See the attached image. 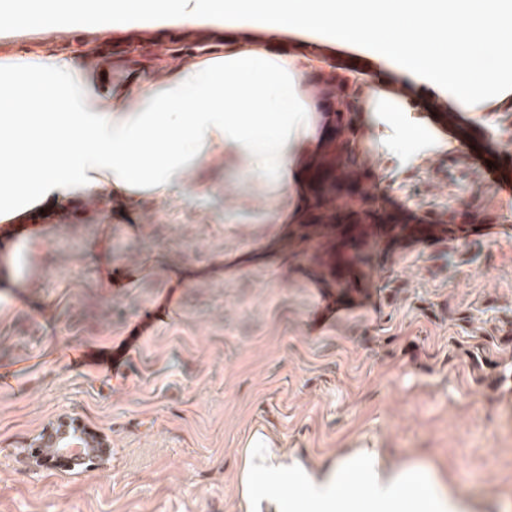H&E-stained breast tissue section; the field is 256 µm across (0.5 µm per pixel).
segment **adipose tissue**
Segmentation results:
<instances>
[{
	"label": "adipose tissue",
	"instance_id": "ef3b65f1",
	"mask_svg": "<svg viewBox=\"0 0 512 512\" xmlns=\"http://www.w3.org/2000/svg\"><path fill=\"white\" fill-rule=\"evenodd\" d=\"M142 12L174 26L250 19L275 33L321 29L339 46L369 42L376 66L404 61L420 78L434 75V45L451 34V93L466 112L482 111L501 87L498 68H479L477 48L512 43V0H78L63 18L84 33L72 52H29L0 65V112L13 115L0 139L17 158L0 173V222L28 223L24 198L47 208L78 192L163 200L181 188L186 166L204 168L216 156L225 171L281 193L306 178L299 161L319 150V117L294 58L263 43L237 42L223 58L170 67L164 81L138 86L134 111L123 97L87 90L78 61L96 57ZM59 19L42 6L0 15V24L43 35ZM239 488L244 512H471L435 470L394 465L372 443L312 469L255 434Z\"/></svg>",
	"mask_w": 512,
	"mask_h": 512
}]
</instances>
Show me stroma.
<instances>
[{"label":"stroma","instance_id":"1","mask_svg":"<svg viewBox=\"0 0 512 512\" xmlns=\"http://www.w3.org/2000/svg\"><path fill=\"white\" fill-rule=\"evenodd\" d=\"M127 44L82 63L91 83L127 91ZM242 21L209 32L196 56L264 39ZM269 38V37H268ZM272 40V39H271ZM271 49L296 58L302 92L338 63L351 86L368 83L370 44L339 49L326 32L288 31ZM500 92L485 111L448 103L447 84L405 83L403 110L419 134L398 147L360 121L362 178L378 177L404 228L379 231L365 264L332 271L327 224H295L304 182L269 221L267 186L210 165L220 189L196 197V168L164 201L141 197L103 220L50 223L41 240L10 246L24 288L0 292V512H241L238 472L252 433L315 464L376 441L389 459L432 466L449 487L493 512H512V213L471 167L448 179L439 156L467 150L512 170V57L493 51ZM436 222L417 223L420 213ZM151 327L123 375L93 362L135 322ZM62 416L101 433L112 454L90 470L32 468L24 447Z\"/></svg>","mask_w":512,"mask_h":512}]
</instances>
